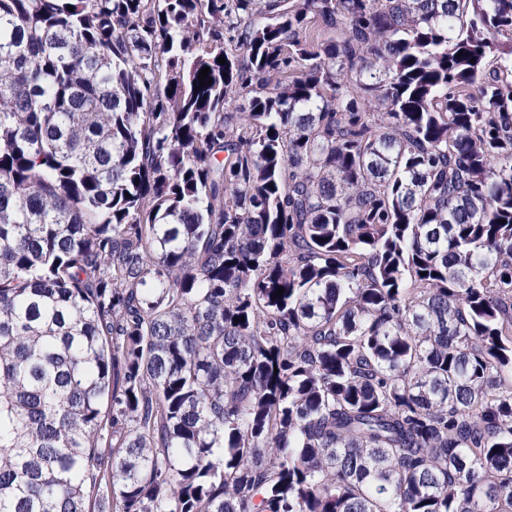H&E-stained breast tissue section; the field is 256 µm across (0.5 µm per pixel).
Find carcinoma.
I'll use <instances>...</instances> for the list:
<instances>
[{"instance_id": "carcinoma-1", "label": "carcinoma", "mask_w": 512, "mask_h": 512, "mask_svg": "<svg viewBox=\"0 0 512 512\" xmlns=\"http://www.w3.org/2000/svg\"><path fill=\"white\" fill-rule=\"evenodd\" d=\"M94 508L512 512V0H0V512Z\"/></svg>"}]
</instances>
